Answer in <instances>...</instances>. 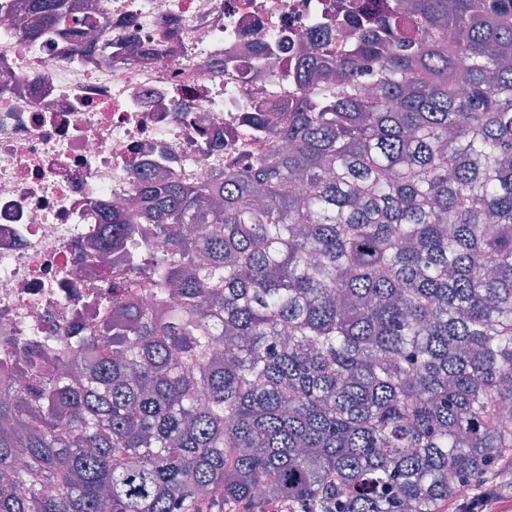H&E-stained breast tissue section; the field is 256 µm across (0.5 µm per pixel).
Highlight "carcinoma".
I'll list each match as a JSON object with an SVG mask.
<instances>
[{
	"instance_id": "1",
	"label": "carcinoma",
	"mask_w": 512,
	"mask_h": 512,
	"mask_svg": "<svg viewBox=\"0 0 512 512\" xmlns=\"http://www.w3.org/2000/svg\"><path fill=\"white\" fill-rule=\"evenodd\" d=\"M22 2L53 31L70 18L69 0ZM335 30L351 48L315 44L305 90L250 117L267 154L201 183L137 170L134 218L103 214L105 245L149 224L166 251L101 275L100 326L66 331L74 369L47 370L37 336L18 348L0 512H253L261 489L308 512H440L459 484L499 488L512 0H398Z\"/></svg>"
}]
</instances>
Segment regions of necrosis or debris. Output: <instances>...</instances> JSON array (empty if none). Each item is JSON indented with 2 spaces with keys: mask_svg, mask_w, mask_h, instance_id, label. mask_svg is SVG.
<instances>
[{
  "mask_svg": "<svg viewBox=\"0 0 512 512\" xmlns=\"http://www.w3.org/2000/svg\"><path fill=\"white\" fill-rule=\"evenodd\" d=\"M0 0V341L92 327L98 209L136 206L134 166L204 182L262 154L250 110L291 95L319 26L363 0H72L73 34L31 35Z\"/></svg>",
  "mask_w": 512,
  "mask_h": 512,
  "instance_id": "4bbe7bcc",
  "label": "necrosis or debris"
}]
</instances>
